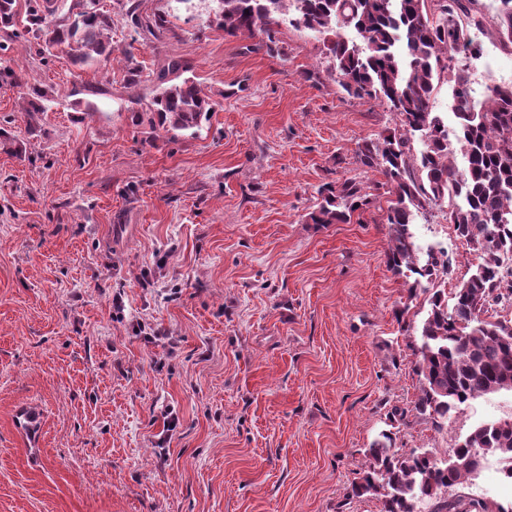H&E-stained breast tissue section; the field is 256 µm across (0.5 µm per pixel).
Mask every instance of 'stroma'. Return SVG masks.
I'll use <instances>...</instances> for the list:
<instances>
[{
  "label": "stroma",
  "instance_id": "stroma-1",
  "mask_svg": "<svg viewBox=\"0 0 512 512\" xmlns=\"http://www.w3.org/2000/svg\"><path fill=\"white\" fill-rule=\"evenodd\" d=\"M212 8L141 0L175 40L115 16L114 46L143 65L134 88L118 61L44 62L23 39L6 53L30 83L108 93L105 117L63 101L32 139L18 88L0 83V128L27 144L22 158L0 145V512H381L346 496L381 430L444 460L478 425L512 420L511 390L439 428L412 412L427 295L386 267L387 194L359 224L304 221L322 183L381 182L355 151L392 127L386 105L342 91L315 33L283 19L230 37ZM481 41L467 62L479 99L512 83V53L493 31ZM167 55L217 103L196 137L132 123ZM450 207L416 217L419 254H465ZM395 407L408 415L393 424ZM168 411L180 426L165 439ZM460 490L512 503L496 456Z\"/></svg>",
  "mask_w": 512,
  "mask_h": 512
}]
</instances>
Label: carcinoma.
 Returning <instances> with one entry per match:
<instances>
[{
    "instance_id": "obj_1",
    "label": "carcinoma",
    "mask_w": 512,
    "mask_h": 512,
    "mask_svg": "<svg viewBox=\"0 0 512 512\" xmlns=\"http://www.w3.org/2000/svg\"><path fill=\"white\" fill-rule=\"evenodd\" d=\"M433 5H428V2ZM495 38L512 53V0H498ZM126 8L134 31L159 39L170 32L163 14H143L132 0ZM61 0H0V55L8 41L25 38L47 60L58 51L73 63L114 60L112 5L74 0L62 12ZM323 36L331 72L351 97L379 101L393 114L394 127L378 139L358 145L357 161L380 172L391 196L386 223L391 236L387 264L392 273L411 280L410 292L454 273L455 261L445 250L429 251L420 260L410 230L415 213L445 198L456 237L475 257L473 272L456 288L453 302L437 288L427 298L413 370L420 388L413 411L442 427L448 415L468 401L503 389L512 390V319L497 308L512 302V84L489 89L478 105L466 70L459 62L475 58L481 45L471 37L486 29L479 0H218L214 22L231 37L271 32L279 16ZM353 29L356 44L341 30ZM128 87L142 82L143 69L134 55L122 53ZM191 67L167 57L157 72L162 90L146 107L133 111L138 125L175 136H195L209 120L216 102L203 92ZM0 80L25 87L23 111L28 132L61 94L25 82L12 67L0 69ZM453 91L455 143L448 142V119L433 111L439 84ZM420 133L425 149L410 155V138ZM466 159L462 169L456 153ZM315 208L307 224H345L360 217L375 198L361 182H327L316 190ZM488 455L512 461V420L476 427L445 461L430 451L402 453L393 446V432L384 430L365 451L358 481L346 497L374 496L381 512H415L418 502L429 512H512L497 502L450 495L464 484Z\"/></svg>"
}]
</instances>
